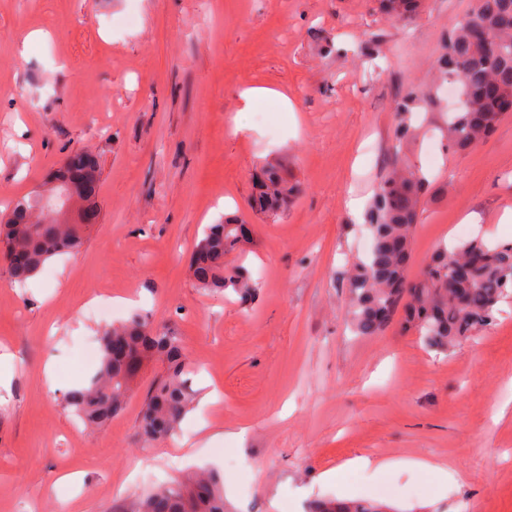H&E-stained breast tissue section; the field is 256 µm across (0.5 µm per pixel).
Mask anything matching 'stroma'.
Returning <instances> with one entry per match:
<instances>
[{
  "instance_id": "obj_1",
  "label": "stroma",
  "mask_w": 512,
  "mask_h": 512,
  "mask_svg": "<svg viewBox=\"0 0 512 512\" xmlns=\"http://www.w3.org/2000/svg\"><path fill=\"white\" fill-rule=\"evenodd\" d=\"M471 5L427 0L395 21L374 0H0V212L70 155L99 167L79 252L24 287L0 263V512H120L191 469L223 475L230 512H307L339 495L322 472L362 456L428 459L456 478L441 490L425 471H346L358 499L512 512V300L445 353L397 318L356 335L349 315L369 232L347 200H371L389 171L406 92L424 101L402 156L430 181L409 275L441 245L512 240V115L466 151L446 135L437 60ZM252 88L267 89L272 125L242 112ZM275 161L299 191L264 216L253 176ZM232 216L251 227L233 259L259 283L252 302L197 288L189 269L206 224ZM93 303L108 318L88 315ZM135 314L180 336L196 371L182 441L139 434L155 363L104 428L62 404L96 372L84 354L100 330ZM206 429L218 439L201 442Z\"/></svg>"
}]
</instances>
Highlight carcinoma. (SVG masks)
<instances>
[{
    "instance_id": "cac0c4a2",
    "label": "carcinoma",
    "mask_w": 512,
    "mask_h": 512,
    "mask_svg": "<svg viewBox=\"0 0 512 512\" xmlns=\"http://www.w3.org/2000/svg\"><path fill=\"white\" fill-rule=\"evenodd\" d=\"M423 0H379L386 14L401 18ZM442 79L459 85V106L448 113V144L466 150L490 136L512 108V0H474L470 11L448 32L439 59ZM416 96L406 93L397 104L395 167L376 187L365 214L372 237L366 259L353 265L349 278L354 331L374 336L391 323L398 309L429 350L449 348L492 325L499 305L512 297V241L488 244L475 238L438 248L422 273L408 278L411 235L428 184L418 168L401 162L400 146L413 131L409 123ZM99 170L80 156L79 173L66 163L54 186L14 200L0 223V260L14 281L24 286L58 254L75 251L90 225L83 216L96 210ZM298 192L271 165L257 181L252 208L276 214ZM227 218L209 225L191 258L198 287L230 291L250 300L257 284L240 265L227 266L224 255L242 248L250 234ZM100 364L88 383L67 391L66 408L89 429H100L125 407L135 380L147 362L158 359L165 371L148 391L140 421L147 441L175 435L194 407V369L186 361L180 337L161 334L139 316L104 327L99 336ZM124 512H227L224 485L216 472L189 473L153 493L132 500ZM313 512H381L365 501H318Z\"/></svg>"
}]
</instances>
